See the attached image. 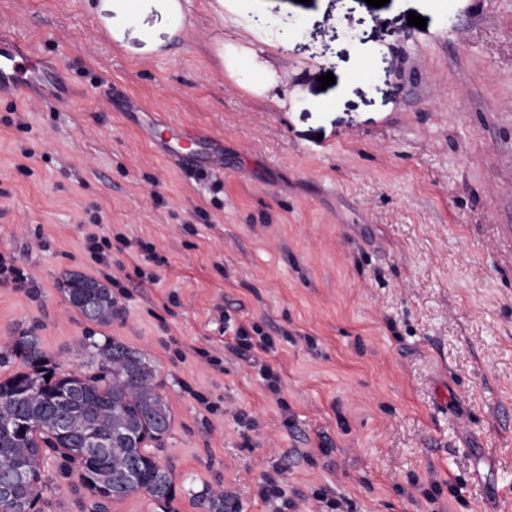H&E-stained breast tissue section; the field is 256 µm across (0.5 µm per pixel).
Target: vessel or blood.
<instances>
[{"instance_id":"1","label":"vessel or blood","mask_w":512,"mask_h":512,"mask_svg":"<svg viewBox=\"0 0 512 512\" xmlns=\"http://www.w3.org/2000/svg\"><path fill=\"white\" fill-rule=\"evenodd\" d=\"M69 67L58 57L34 56L23 40L0 34V99L25 102L49 101L56 105L70 103L81 96L70 81ZM180 146L162 144L164 154L176 161L219 175L224 171V147L204 130L182 127Z\"/></svg>"}]
</instances>
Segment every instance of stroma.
Listing matches in <instances>:
<instances>
[{
    "instance_id": "35a3bbf8",
    "label": "stroma",
    "mask_w": 512,
    "mask_h": 512,
    "mask_svg": "<svg viewBox=\"0 0 512 512\" xmlns=\"http://www.w3.org/2000/svg\"><path fill=\"white\" fill-rule=\"evenodd\" d=\"M179 2L177 24L152 0H0V31L87 94L0 100V260L25 279L0 280V348L30 332L83 373L78 340L116 338L172 415V501L107 512H206L205 489L224 512H320L319 489L351 512H512V0ZM161 117L221 138L223 175L157 151ZM92 232L129 246L97 262ZM73 273L111 289V325L68 303ZM229 322L275 337L279 395ZM273 470L286 496L265 501ZM427 479L458 493L427 503ZM43 480L39 512H87L54 462Z\"/></svg>"
}]
</instances>
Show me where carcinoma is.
I'll return each instance as SVG.
<instances>
[{
  "instance_id": "1",
  "label": "carcinoma",
  "mask_w": 512,
  "mask_h": 512,
  "mask_svg": "<svg viewBox=\"0 0 512 512\" xmlns=\"http://www.w3.org/2000/svg\"><path fill=\"white\" fill-rule=\"evenodd\" d=\"M64 292L84 317L112 322L110 289L73 276ZM77 352L96 360L97 371L76 374L49 366L39 338L27 334L13 337L9 352L0 355V365L13 356L23 363V370L0 381V481L21 475L0 497V512H35L43 495L41 465L49 454L57 462L58 489L84 494L93 512L135 494L154 502L172 499L170 473L149 449L172 422L155 368L111 337L100 342L84 336ZM63 421L71 425L68 436L61 434ZM90 429L108 441L105 452L85 446L83 434Z\"/></svg>"
}]
</instances>
